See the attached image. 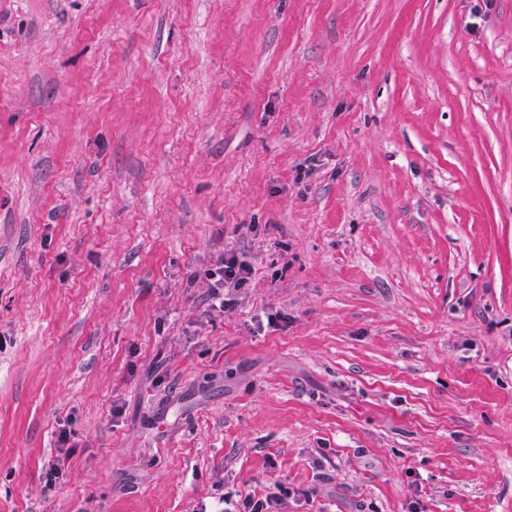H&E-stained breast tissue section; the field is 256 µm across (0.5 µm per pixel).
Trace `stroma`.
<instances>
[{
  "mask_svg": "<svg viewBox=\"0 0 512 512\" xmlns=\"http://www.w3.org/2000/svg\"><path fill=\"white\" fill-rule=\"evenodd\" d=\"M277 483L512 512V0H0V512ZM252 273V268L240 262L235 253L224 251L212 268L206 270V277L210 282V310L224 313L227 302L231 301V299H226V292L230 294L231 291L243 288L251 279Z\"/></svg>",
  "mask_w": 512,
  "mask_h": 512,
  "instance_id": "obj_1",
  "label": "stroma"
}]
</instances>
